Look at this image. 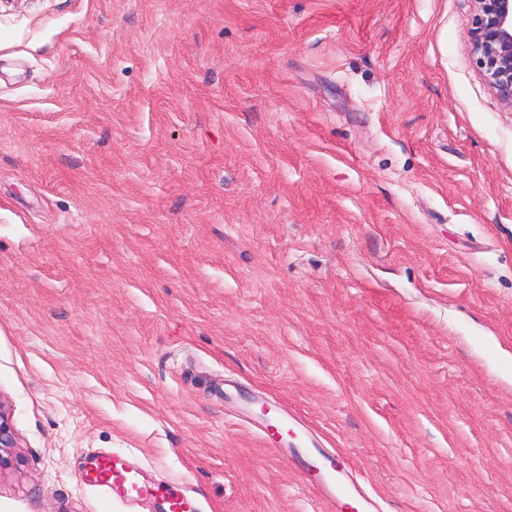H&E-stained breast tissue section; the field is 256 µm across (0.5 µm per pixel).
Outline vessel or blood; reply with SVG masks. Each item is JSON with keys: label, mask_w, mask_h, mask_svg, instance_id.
I'll return each mask as SVG.
<instances>
[{"label": "vessel or blood", "mask_w": 512, "mask_h": 512, "mask_svg": "<svg viewBox=\"0 0 512 512\" xmlns=\"http://www.w3.org/2000/svg\"><path fill=\"white\" fill-rule=\"evenodd\" d=\"M316 466L319 477L312 489L327 512H338L346 500L354 501L360 512H380L377 500L362 488L353 471L336 466L329 455L318 456ZM81 479L93 489H106L108 497L129 506L150 502L158 506L160 512H202L192 491L149 485L138 468L118 456L95 455L83 470Z\"/></svg>", "instance_id": "vessel-or-blood-1"}]
</instances>
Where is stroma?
Wrapping results in <instances>:
<instances>
[{"instance_id": "35a3bbf8", "label": "stroma", "mask_w": 512, "mask_h": 512, "mask_svg": "<svg viewBox=\"0 0 512 512\" xmlns=\"http://www.w3.org/2000/svg\"><path fill=\"white\" fill-rule=\"evenodd\" d=\"M473 0H0V512H512V106ZM280 414L284 423L283 433L281 434L279 440V448H274L277 451H281L284 448H281L280 443L281 439L285 445H288L289 438L297 439L299 437H309L310 433L308 428L294 416H292L288 410L281 408ZM316 466L319 478L312 489L319 501L330 512H337L344 500H353L359 512H380L378 501L359 484L354 471L336 467L332 456L318 452ZM81 479L95 490L106 489V496L129 506L151 502L162 512H202L192 491L148 485L138 468L118 456L95 455L82 471Z\"/></svg>"}]
</instances>
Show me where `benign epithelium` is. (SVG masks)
<instances>
[{
    "label": "benign epithelium",
    "instance_id": "benign-epithelium-1",
    "mask_svg": "<svg viewBox=\"0 0 512 512\" xmlns=\"http://www.w3.org/2000/svg\"><path fill=\"white\" fill-rule=\"evenodd\" d=\"M470 34L476 64L489 86L512 106V0H474ZM16 447L9 413L0 403V464Z\"/></svg>",
    "mask_w": 512,
    "mask_h": 512
}]
</instances>
